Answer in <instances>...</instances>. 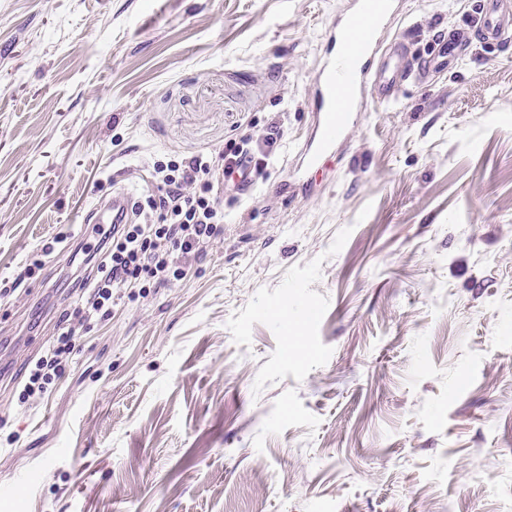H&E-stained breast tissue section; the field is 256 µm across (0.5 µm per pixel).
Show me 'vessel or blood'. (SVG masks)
I'll return each mask as SVG.
<instances>
[{"instance_id":"obj_1","label":"vessel or blood","mask_w":512,"mask_h":512,"mask_svg":"<svg viewBox=\"0 0 512 512\" xmlns=\"http://www.w3.org/2000/svg\"><path fill=\"white\" fill-rule=\"evenodd\" d=\"M396 11L394 0H351L348 13L333 24L324 46V61L314 78L316 123L302 156L304 173L319 168L352 131L368 100L387 102L396 87L418 77L420 70L400 58L383 54L379 34ZM499 46L512 41V6L506 0H480L475 31H451L436 37L435 48L422 70L433 71L458 63L471 38ZM134 199L125 188L113 190L87 215L93 224H125Z\"/></svg>"}]
</instances>
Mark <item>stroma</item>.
<instances>
[{
    "label": "stroma",
    "mask_w": 512,
    "mask_h": 512,
    "mask_svg": "<svg viewBox=\"0 0 512 512\" xmlns=\"http://www.w3.org/2000/svg\"><path fill=\"white\" fill-rule=\"evenodd\" d=\"M349 2L0 0V280L53 249L0 298V512H512V44L369 102L304 182ZM478 5L398 0L383 40L418 64ZM274 119L223 234L10 409L95 204Z\"/></svg>",
    "instance_id": "stroma-1"
}]
</instances>
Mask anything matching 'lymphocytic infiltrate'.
I'll return each instance as SVG.
<instances>
[{"instance_id":"1","label":"lymphocytic infiltrate","mask_w":512,"mask_h":512,"mask_svg":"<svg viewBox=\"0 0 512 512\" xmlns=\"http://www.w3.org/2000/svg\"><path fill=\"white\" fill-rule=\"evenodd\" d=\"M280 136L278 122H270L258 143L243 139L225 145L218 155L206 153L157 163L158 193L135 202L130 224H111L99 232L96 247L84 249L88 269L80 280V305L58 321L57 334L47 353L32 363L19 407L65 376L73 360L76 341L93 321L112 311L114 293L149 289L179 279L204 246L223 230L224 213L217 206L226 176L238 171L242 161L261 170ZM194 193H186V186Z\"/></svg>"}]
</instances>
